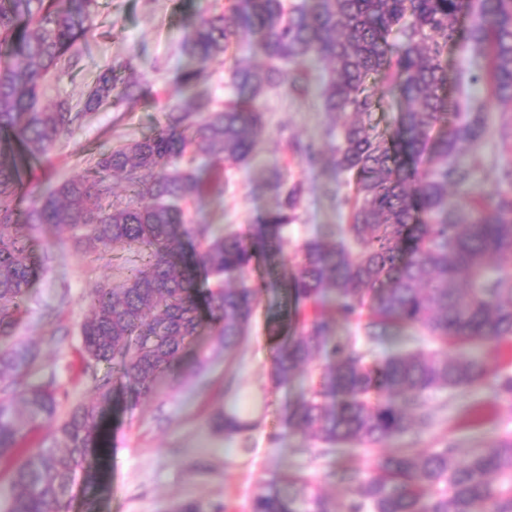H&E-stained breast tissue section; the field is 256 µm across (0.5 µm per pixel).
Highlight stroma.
<instances>
[{"mask_svg": "<svg viewBox=\"0 0 512 512\" xmlns=\"http://www.w3.org/2000/svg\"><path fill=\"white\" fill-rule=\"evenodd\" d=\"M225 0H99L97 27L80 48L77 70L51 80L40 99L52 106L61 99L82 102L95 77L105 69L130 63L134 77L151 86L150 97L124 103L120 110L95 112L64 139L47 160L25 164L21 178L26 196L47 192L59 182L83 172L90 155L107 151L117 142L140 138L164 125L166 104L181 90V74L191 62L183 53L184 33L197 15L222 13ZM483 52L450 50L449 98L462 111L482 109L490 132L477 148L461 159L472 169V183L488 193L512 192L499 181L502 167L512 165V105L495 99L488 87L474 84L470 74L484 70ZM299 67L308 74V93L297 97L287 88L265 94L259 101L265 130L255 160L224 173L222 188H210L183 203L189 224H221L250 234L275 204L265 185V172L277 169L286 183L304 187L297 219L285 232L281 255L259 258L250 280L263 284L294 269L303 245L312 239L335 240L347 223L352 185L331 163L312 167L297 154V143L331 147L336 141V118L323 111L320 87L328 75L325 63L308 59ZM33 252L46 261L33 284L28 313L17 334L38 353L39 379L53 381L58 414L66 416L94 395L104 365L81 351L80 327L86 302L94 288L119 285L133 262L131 250L118 248L105 259L91 260L70 233L42 225L32 233ZM290 299L280 288L263 293L238 346L216 355L214 332L204 329L185 349L183 361L157 384L152 398L133 399L123 387L113 392L105 421L106 454L96 459L94 488L77 483L71 512H170L180 502L198 503L203 512L225 507L227 512H250L259 482L306 476L329 497L350 498L355 484L336 481L334 469L367 473L377 459L401 448L425 452L453 444L459 454L480 449L504 434H512V398L487 386L429 393L430 424L374 448L346 445L331 457L317 453L318 441L289 426L288 415L310 385L316 364H309L286 385L273 380V358L281 336L273 318ZM210 362L201 373L188 369L195 359ZM237 395L249 431L229 436L214 426L230 395ZM54 427L33 429L20 450L0 455V512L6 503L13 467L23 455L52 445Z\"/></svg>", "mask_w": 512, "mask_h": 512, "instance_id": "1", "label": "stroma"}]
</instances>
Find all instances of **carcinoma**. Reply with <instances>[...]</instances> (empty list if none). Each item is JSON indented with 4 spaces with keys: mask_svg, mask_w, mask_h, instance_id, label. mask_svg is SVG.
I'll list each match as a JSON object with an SVG mask.
<instances>
[{
    "mask_svg": "<svg viewBox=\"0 0 512 512\" xmlns=\"http://www.w3.org/2000/svg\"><path fill=\"white\" fill-rule=\"evenodd\" d=\"M98 0H0V453L20 447L28 432L57 419L53 383L29 382L35 355L15 338L32 281L43 270L30 233L51 224L72 233L95 259L116 246L135 247L137 262L117 287L95 289L81 325L88 358L108 367L136 396L155 394L157 382L180 360L209 318L219 345L230 352L253 316L263 285L248 278L253 262L284 246L303 188L267 181L276 206L252 234L187 224L180 202L205 191L202 167L179 166L185 155L219 164L248 165L263 134L259 99L288 86L307 93L305 78L281 63L316 56L330 63L322 109L343 119L331 149L336 171L354 184L349 223L334 242L304 244L295 271L275 283L293 308L275 318L292 333L277 349L276 381L286 385L316 358L324 364L315 385L291 416L326 449L371 447L406 433L411 410L428 392L487 382L512 395V374L478 358L442 350L407 351L367 360L357 341L333 336V325L371 317L364 340L374 343L388 326L419 329L444 346L512 344V193L491 198L471 187L459 161L487 133L484 113L448 116V45L487 50L484 82L512 103V0H229L227 12L201 15L182 50L194 67L182 74L183 96L165 109L154 133L98 154L86 175L76 174L22 209V165L47 158L58 143L99 108L151 94L114 69L100 73L82 104L60 100L40 108L45 81L76 67L79 44L96 28ZM248 38L263 66L233 60L234 99L222 110L195 92L199 67ZM400 102L399 138L370 121L382 109L379 87ZM125 184L124 195L113 180ZM466 191L469 209L448 202V187ZM215 287L199 296L196 272ZM315 316L302 318L300 307ZM112 404L105 381L88 403L55 427L54 444L24 456L10 479L6 512H69L78 477L105 445L103 420ZM229 435L251 424L237 409L224 412ZM282 496L276 481L259 486L251 512H512V436L465 456L453 448L394 453L359 481L355 498L336 506L304 478Z\"/></svg>",
    "mask_w": 512,
    "mask_h": 512,
    "instance_id": "cac0c4a2",
    "label": "carcinoma"
}]
</instances>
